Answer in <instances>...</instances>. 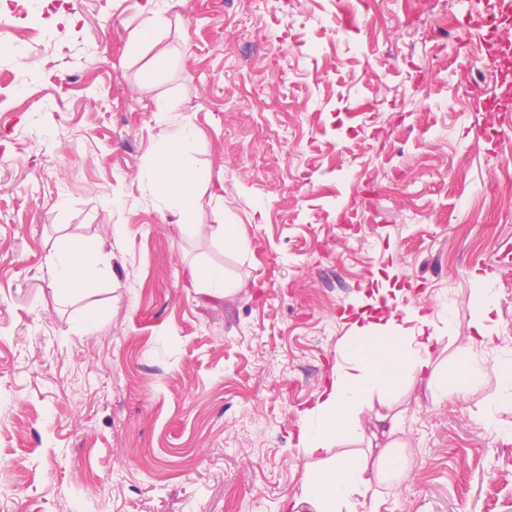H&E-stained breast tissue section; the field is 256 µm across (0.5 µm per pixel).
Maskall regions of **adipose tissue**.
I'll return each instance as SVG.
<instances>
[{
    "label": "adipose tissue",
    "mask_w": 512,
    "mask_h": 512,
    "mask_svg": "<svg viewBox=\"0 0 512 512\" xmlns=\"http://www.w3.org/2000/svg\"><path fill=\"white\" fill-rule=\"evenodd\" d=\"M195 144L194 128L179 127L157 156L149 183L150 192L164 208L186 224H195L197 185L210 179L208 171L190 166ZM47 264L53 283L65 289H90L102 274L95 256L72 245L55 250ZM433 326L428 315L399 303L389 305L379 318L354 323L351 336L341 346V360L330 384L317 393L314 405L304 412L298 446L314 465L305 473L299 495L285 499L287 512H300L304 504L309 512H378L379 496L371 491L373 483L408 467L399 439L401 415L375 417L383 424L386 439L382 463L376 469H368L354 456L330 452L335 444L364 439L365 430L357 414L374 392L407 389L420 382L433 395L443 397L451 390L468 393L484 382L483 365L475 358L455 380L434 366L431 353L440 338Z\"/></svg>",
    "instance_id": "adipose-tissue-1"
}]
</instances>
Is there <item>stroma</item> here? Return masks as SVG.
I'll return each instance as SVG.
<instances>
[{
	"instance_id": "1",
	"label": "stroma",
	"mask_w": 512,
	"mask_h": 512,
	"mask_svg": "<svg viewBox=\"0 0 512 512\" xmlns=\"http://www.w3.org/2000/svg\"><path fill=\"white\" fill-rule=\"evenodd\" d=\"M15 0L0 31V512H283L311 466L304 411L383 284L431 316L434 364L512 358V112L484 20L497 0ZM28 57L18 67L15 56ZM484 80L461 77L467 60ZM211 173L181 224L147 174L178 123ZM497 136H489L488 128ZM494 195L496 205L483 206ZM97 252L55 286L61 244ZM222 267L235 291L201 290ZM104 319H97V312ZM402 413L410 466L379 512H512V399L495 381ZM196 231L200 233H217L224 239V243L231 248H239L242 245L243 238L239 234L238 225L235 224H217L216 229L213 224H193ZM52 282L65 289L92 288L103 270L100 261L82 248L59 247L47 259ZM471 299V306L479 313L480 321L476 325L480 333L479 344L485 349H493L496 345L497 336H493L490 325L483 322L495 323L493 313L496 311L495 300L488 288H475Z\"/></svg>"
}]
</instances>
